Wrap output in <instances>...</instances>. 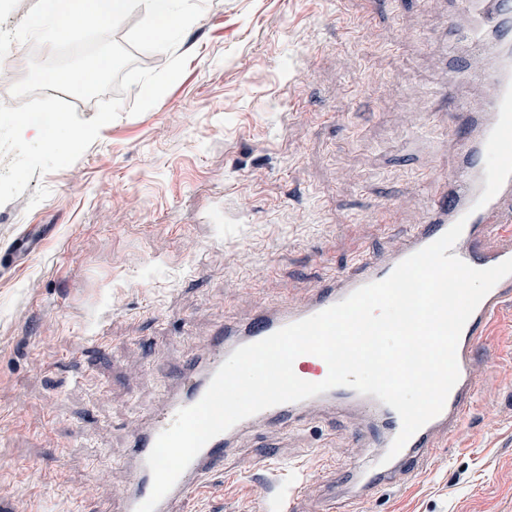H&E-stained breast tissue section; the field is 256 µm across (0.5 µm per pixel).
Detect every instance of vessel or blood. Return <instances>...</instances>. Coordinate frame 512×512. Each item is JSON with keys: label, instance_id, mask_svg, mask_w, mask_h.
Instances as JSON below:
<instances>
[{"label": "vessel or blood", "instance_id": "b4317fda", "mask_svg": "<svg viewBox=\"0 0 512 512\" xmlns=\"http://www.w3.org/2000/svg\"><path fill=\"white\" fill-rule=\"evenodd\" d=\"M510 25L512 0H498L496 12L486 17L483 26L462 31L461 36L478 45L484 41L487 28ZM467 76L487 89L484 111L472 116L465 106L454 108L456 115L469 116L474 129L462 132L458 138L460 165L448 179L447 194L435 201L430 222L418 225L391 256L358 252L340 274L320 282L306 305L284 304L272 316L261 313L246 323H225L212 336L206 354L188 362L177 378L176 390L170 392L165 405L153 413L149 425L134 431L128 460L129 492L124 499L123 512H136L151 493L152 475L146 459L159 433L169 428L178 409L194 405L203 397L215 372L236 348L258 342L288 324L342 301L361 286L386 278L399 262L437 240L460 219L464 220L465 227L453 248L454 255L478 269L512 258V177L485 206L479 209L474 206L485 188L486 139L499 118L504 92L512 84V65L472 67ZM510 304L512 275L504 277L491 289L465 324L456 349L459 379L442 412L418 430L389 463L383 465L374 458L368 465L351 467L346 480L356 487V495L346 494L337 489L335 481H328L325 486L326 512H348L353 497H370L378 489L395 484L398 475L410 477L423 470L434 448L435 436L452 434L473 406L480 391L473 358L500 309ZM299 361V378L319 382L327 377L328 365L320 357L304 354ZM316 400L333 406L354 404L366 420L382 426V448H390L401 429L399 415L375 395H362L341 386L317 395ZM302 408L299 402L280 404L244 419L212 438L158 503L155 512H170L174 503L197 494L203 475L223 461L225 452L237 436L270 422H296ZM302 489L298 480L277 485L274 506L269 512H296Z\"/></svg>", "mask_w": 512, "mask_h": 512}]
</instances>
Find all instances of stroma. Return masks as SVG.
<instances>
[{
  "instance_id": "1",
  "label": "stroma",
  "mask_w": 512,
  "mask_h": 512,
  "mask_svg": "<svg viewBox=\"0 0 512 512\" xmlns=\"http://www.w3.org/2000/svg\"><path fill=\"white\" fill-rule=\"evenodd\" d=\"M450 0H206L186 70L21 134L0 112V512H120L132 433L224 321L306 304L359 249L426 223L456 162L448 104L479 111L452 64ZM104 330L106 340L94 339ZM482 392L424 471L354 512H512V304L475 360ZM348 410L240 435L175 512H259L265 484L373 454Z\"/></svg>"
}]
</instances>
